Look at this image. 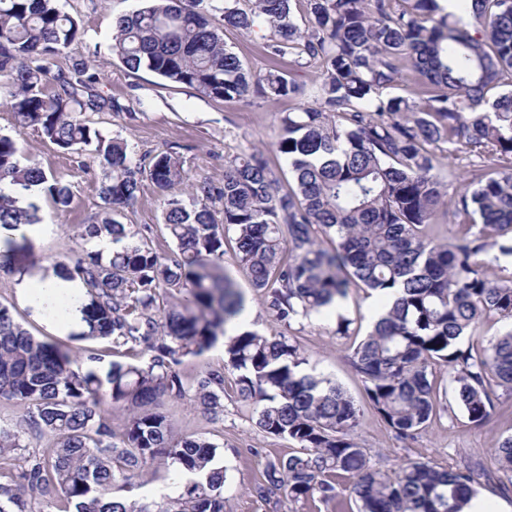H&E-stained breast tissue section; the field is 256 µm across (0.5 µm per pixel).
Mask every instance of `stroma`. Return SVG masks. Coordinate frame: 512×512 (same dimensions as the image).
Instances as JSON below:
<instances>
[{
  "mask_svg": "<svg viewBox=\"0 0 512 512\" xmlns=\"http://www.w3.org/2000/svg\"><path fill=\"white\" fill-rule=\"evenodd\" d=\"M59 6L78 20L82 38L52 59L50 70L67 71L73 63L85 64L87 74L97 79V90L126 105V112H102L95 120L105 132L128 142L135 161L148 164L156 153L179 145L191 178L206 177L218 182L224 178L225 155L249 148L258 150L274 173L287 177L288 163L277 150L280 118L284 113L318 103L320 69L315 64L295 66L289 56L272 58L267 47L268 27L259 25L248 32L225 29L224 44L249 68L274 66L292 74L302 93L295 97L258 99L247 105L236 100H210L146 70L128 71L112 53V26L117 17L134 11L138 0H59ZM0 135L16 138L21 164L39 162L69 184L73 192L72 203L64 211L55 210L49 198H42L41 217L46 228L40 236H32L24 228L9 233L14 248L13 269L0 270V304L8 306L35 336L68 342L75 351L101 348L98 340L69 339L65 330L54 327L48 319L35 315L21 303L16 293L19 275L41 272L54 261L84 247L80 234L85 225L97 221L100 212L103 171L99 160L95 152L88 150L77 161L34 130L18 133L16 117L1 99ZM375 304V298L362 291L350 292L343 303L342 313L352 322L345 336L336 335L337 314L332 311L313 315L304 323L293 324L291 329L311 366L342 386L360 406L359 432L364 448L388 472L420 457L443 467L477 462L486 470H494L493 448L512 436L510 400H503L497 406L486 426L475 427L458 406L447 372L438 369L433 382L445 411L416 439H398L371 409L362 379L352 368L349 355L369 331ZM224 404L226 411L220 419L205 414L189 398H164L156 409L168 417L177 435H202L223 448L227 512H357L352 481L346 477L336 481L337 502L333 505L316 500L294 504L281 495L267 501L258 498L254 488L262 480L266 461L292 452L294 445L259 433L247 409L236 402L233 393L225 394Z\"/></svg>",
  "mask_w": 512,
  "mask_h": 512,
  "instance_id": "1",
  "label": "stroma"
}]
</instances>
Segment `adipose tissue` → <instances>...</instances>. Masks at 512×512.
<instances>
[{
  "label": "adipose tissue",
  "mask_w": 512,
  "mask_h": 512,
  "mask_svg": "<svg viewBox=\"0 0 512 512\" xmlns=\"http://www.w3.org/2000/svg\"><path fill=\"white\" fill-rule=\"evenodd\" d=\"M20 291L25 301L42 313L47 312L52 304L64 302L66 330H81L83 288L80 281L65 280L50 272L34 278H24Z\"/></svg>",
  "instance_id": "adipose-tissue-1"
}]
</instances>
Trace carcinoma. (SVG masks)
<instances>
[{"label":"carcinoma","instance_id":"1","mask_svg":"<svg viewBox=\"0 0 512 512\" xmlns=\"http://www.w3.org/2000/svg\"><path fill=\"white\" fill-rule=\"evenodd\" d=\"M239 2L142 0L115 20L112 52L133 73L246 104L301 87L278 70L245 68L224 46V27L266 24L270 54L320 64L319 106L281 118L286 190L255 151L225 158L218 183L190 181L172 147L147 168L134 164L127 141L91 119L126 106L95 92L83 66L49 77V58L79 38L77 21L58 0H0V78L19 126L79 158L94 147L104 173V217L82 238L108 237L112 251L72 252L55 263L57 275L80 280L92 298L88 335L136 358L111 362L102 376L0 304V399L24 410L30 430L54 438L21 464V431L0 425V478L9 475L0 481V512L26 502L30 512H51L43 504L54 494L63 512H225L221 447L203 436L174 438L166 417L145 407L189 396L217 419L229 380L260 433L297 445L266 462L254 489L260 499L283 493L329 504L345 474L358 512H464L476 493L468 465L418 459L393 473L377 468L359 441L353 399L307 369L293 337L229 333L244 299L224 255L231 247L266 312L287 329L354 288L385 305L350 362L396 436L412 438L437 416L430 376L438 366L468 420L485 425L496 389L512 395V331L480 356L462 339L489 314L512 319V274L492 277L478 261L494 248L512 257V0H459L467 23L438 0H301L307 29L293 21V0ZM405 61L434 87L423 106L385 94ZM444 145L474 158L471 180L450 197L436 172ZM17 153L15 139L0 135V229L8 231L42 223L34 187L60 211L72 202L67 184L36 162L20 164ZM145 179L161 195L167 250L156 247L152 226L117 220ZM445 205L466 227L451 242L431 234ZM219 343L222 367L182 376L184 358ZM104 406L128 412L121 436ZM493 455L512 482V437ZM158 461L175 475L160 501L121 495L141 487Z\"/></svg>","mask_w":512,"mask_h":512}]
</instances>
